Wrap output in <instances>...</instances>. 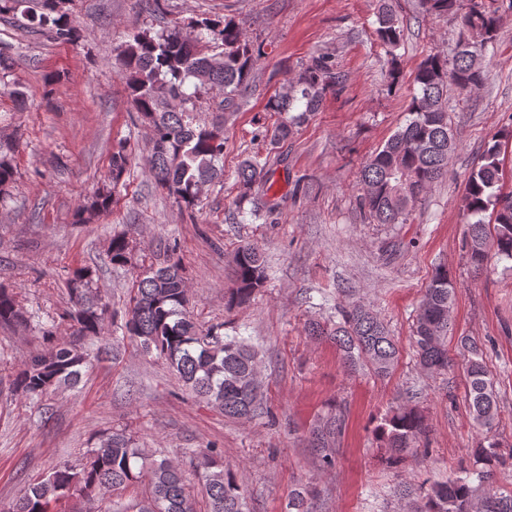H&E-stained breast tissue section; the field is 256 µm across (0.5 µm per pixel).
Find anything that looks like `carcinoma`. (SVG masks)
Instances as JSON below:
<instances>
[{
	"label": "carcinoma",
	"mask_w": 512,
	"mask_h": 512,
	"mask_svg": "<svg viewBox=\"0 0 512 512\" xmlns=\"http://www.w3.org/2000/svg\"><path fill=\"white\" fill-rule=\"evenodd\" d=\"M496 0H419L421 10L446 19L462 15L473 39L456 45L452 57L430 53L416 66V86L408 105L406 125L398 130L361 168L359 198L364 218L376 224H404L427 189L448 171L456 143L448 123V84L471 92L484 83L482 56L498 39L501 27ZM66 0H0V19L9 18L21 29L56 43L76 44L78 27L65 9ZM398 0H376V34L390 56L388 86H399L402 74L396 49L401 40ZM187 33L176 24L161 32L132 30L117 46L115 64L127 98L150 131L149 172L157 187L194 215L201 191L224 175V131L196 125L192 112L203 92H224V111L239 110L238 88L249 78L254 44L238 22L202 17L191 22ZM345 75L329 55H317L286 80L282 91L270 97L266 111L290 113L288 119L266 129L276 145L287 140L308 116L319 110L324 96L343 88ZM512 129L493 137L471 168L465 193L468 224L464 235L467 264L476 273L488 269L491 256L512 261V191L502 192L505 154ZM16 143L0 137V198L14 183ZM129 162L127 143L112 145L108 182L97 187L74 211V223L92 224L114 202ZM270 159L258 155L239 164L235 178L238 210L250 206L275 211L269 198L273 185L266 177ZM162 260L150 264L136 277L122 336L90 348L87 342L103 339L109 305L92 287V271L78 267L67 274L70 307L64 318L71 336L59 338L38 314L26 316L15 307L13 293L0 285V326L33 324L45 333L44 349L25 359L11 382L12 391L40 400L61 386L79 382L82 370L119 342L129 339L147 355L164 359L183 385L196 396L217 406L230 419L248 421L270 414L263 406L257 378L259 352L222 333L224 326L197 328L176 242L159 244ZM129 240L115 233L106 252L111 266L128 264ZM233 282L225 294L229 308L248 304L266 282V261L253 244L239 246L232 257ZM456 285L448 269L432 270L424 289L412 330V346L421 368L428 373L448 370V336ZM338 321L331 326L312 320L307 335L328 336L341 352L350 371L368 369L377 376L393 373L400 356L397 340L386 324L368 307L348 302L338 307ZM457 343L467 350L463 359L469 414L484 436L463 476L447 482L405 480L396 496L406 512H512V494L496 485L494 471L504 457L512 459V445L492 433L499 416L494 382L482 352L466 336ZM345 428L342 409L333 407L311 430V445L323 467L336 464V446ZM377 437L388 448L386 461L398 464L409 455L428 454L426 417L415 406L402 404L391 410L377 428ZM206 494V512H251L246 489L215 448L194 459ZM144 484V505L139 512H197L196 500L179 464L156 459L124 430L103 434L79 462L62 463L44 480L31 485L7 512H51V505L70 496L83 502L99 501L109 492ZM311 490L295 491L288 512H311Z\"/></svg>",
	"instance_id": "1"
}]
</instances>
